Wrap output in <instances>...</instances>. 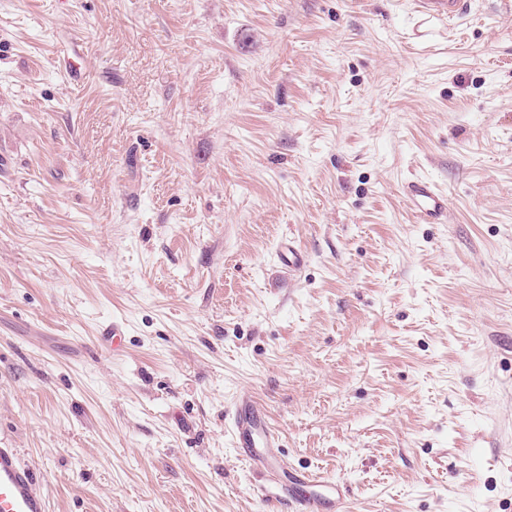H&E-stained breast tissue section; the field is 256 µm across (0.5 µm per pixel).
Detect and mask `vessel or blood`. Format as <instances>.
I'll return each mask as SVG.
<instances>
[{"label":"vessel or blood","instance_id":"1","mask_svg":"<svg viewBox=\"0 0 512 512\" xmlns=\"http://www.w3.org/2000/svg\"><path fill=\"white\" fill-rule=\"evenodd\" d=\"M425 18L456 25L467 17L473 0H419ZM403 194L421 222L440 223L447 212L442 191L429 180L415 178L403 186ZM234 445L254 469L268 471L279 435L266 418L264 407L252 392L241 391L228 412ZM261 502H278L293 512H344L346 489L340 480L316 476L304 470H283L271 487L262 489ZM48 501L25 465L18 449L0 447V512H48Z\"/></svg>","mask_w":512,"mask_h":512}]
</instances>
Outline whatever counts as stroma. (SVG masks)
<instances>
[{"instance_id":"35a3bbf8","label":"stroma","mask_w":512,"mask_h":512,"mask_svg":"<svg viewBox=\"0 0 512 512\" xmlns=\"http://www.w3.org/2000/svg\"><path fill=\"white\" fill-rule=\"evenodd\" d=\"M413 7L0 0V444L50 512H282L243 390L348 512H512V13ZM418 3L425 19H445L448 27H452L471 13L473 0H419ZM403 195L411 203L413 211L421 222L440 224L447 212L445 195L431 181L415 178L403 186ZM278 255L282 267L288 272L296 270L304 260L303 253L290 238L280 242ZM227 415L239 455L255 470H274L270 460L274 449L279 448V434L268 422L264 407L252 392L241 391Z\"/></svg>"}]
</instances>
